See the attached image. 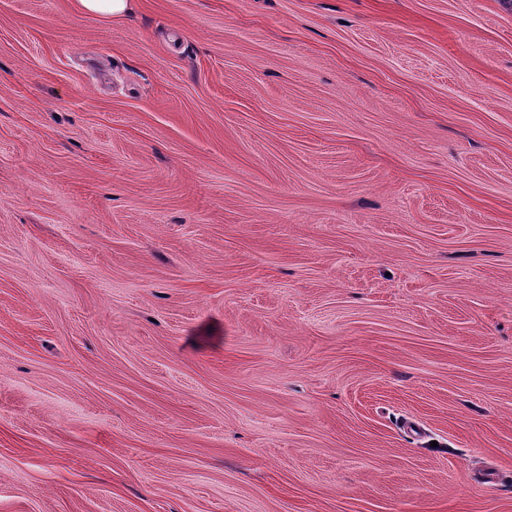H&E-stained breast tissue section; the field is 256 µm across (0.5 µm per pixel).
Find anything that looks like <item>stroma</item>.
Segmentation results:
<instances>
[{
  "label": "stroma",
  "mask_w": 512,
  "mask_h": 512,
  "mask_svg": "<svg viewBox=\"0 0 512 512\" xmlns=\"http://www.w3.org/2000/svg\"><path fill=\"white\" fill-rule=\"evenodd\" d=\"M0 512H512V0H0ZM133 0H75L78 8L103 19L122 18L130 13Z\"/></svg>",
  "instance_id": "obj_1"
}]
</instances>
